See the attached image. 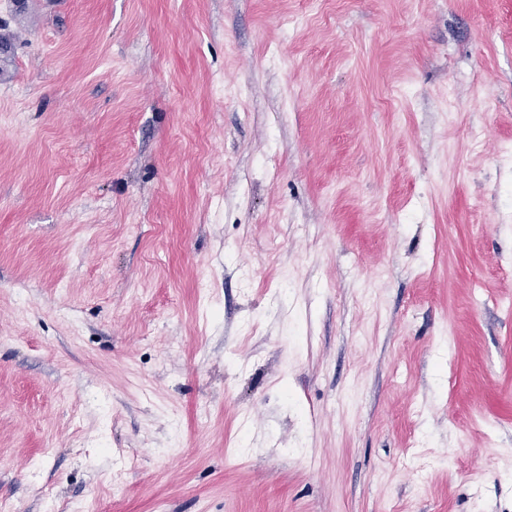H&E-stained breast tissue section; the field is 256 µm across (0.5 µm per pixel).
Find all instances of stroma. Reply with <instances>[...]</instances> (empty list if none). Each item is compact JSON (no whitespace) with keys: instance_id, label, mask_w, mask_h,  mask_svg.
Returning a JSON list of instances; mask_svg holds the SVG:
<instances>
[{"instance_id":"obj_1","label":"stroma","mask_w":512,"mask_h":512,"mask_svg":"<svg viewBox=\"0 0 512 512\" xmlns=\"http://www.w3.org/2000/svg\"><path fill=\"white\" fill-rule=\"evenodd\" d=\"M0 34V505L512 512V0Z\"/></svg>"}]
</instances>
